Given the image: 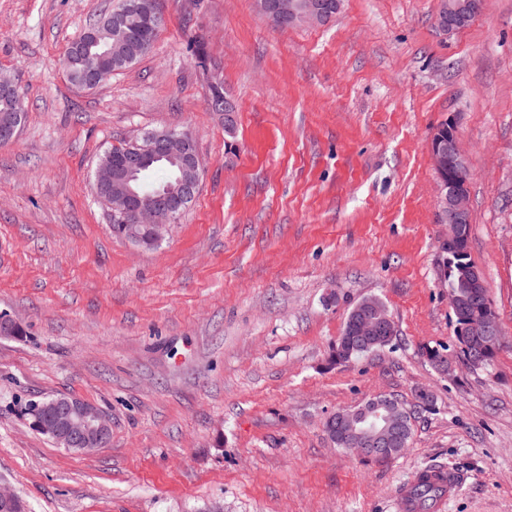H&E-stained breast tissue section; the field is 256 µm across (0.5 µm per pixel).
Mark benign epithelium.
I'll use <instances>...</instances> for the list:
<instances>
[{
  "mask_svg": "<svg viewBox=\"0 0 512 512\" xmlns=\"http://www.w3.org/2000/svg\"><path fill=\"white\" fill-rule=\"evenodd\" d=\"M259 10L275 24L319 25L327 22L341 7V0H257ZM482 9V0H439L440 29L451 33L466 27ZM146 16L138 0H129L125 10L113 17L114 34L128 39L133 22ZM112 76V71L98 67L84 70L77 86L93 90ZM448 135L433 136L429 152L437 174L436 211L440 223L448 225V236L443 240L448 250L457 249L466 238V225L471 223V205L468 183L455 174L468 168L462 147L459 126L454 115H449ZM126 151L121 163L96 166L94 188L103 193L117 169L133 171L150 155H170L187 164L199 165L196 139L189 131H169L163 135L155 132L136 134L125 139ZM197 184L190 182L177 194L157 191L147 199L125 191L112 201V215H129L132 224L128 234L133 239L147 235L154 243L161 242L168 228L182 213V206L192 197ZM393 317L388 307L379 303L376 309L364 312L356 322L354 338L369 339L383 336L391 330ZM41 413V429L69 449L91 452L104 447L111 439L112 427L107 415L99 408L78 399L58 400L47 407L36 405L33 413ZM400 401L392 396L379 395L352 411L336 417L342 422L339 435L348 447L362 457L375 454L383 447L386 437L396 427V414Z\"/></svg>",
  "mask_w": 512,
  "mask_h": 512,
  "instance_id": "benign-epithelium-1",
  "label": "benign epithelium"
}]
</instances>
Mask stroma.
<instances>
[{
  "mask_svg": "<svg viewBox=\"0 0 512 512\" xmlns=\"http://www.w3.org/2000/svg\"><path fill=\"white\" fill-rule=\"evenodd\" d=\"M118 0H0V73L24 95L0 146V487L27 512H399L423 470L456 475L442 512H512V0L448 34L438 0H342L278 27L255 0H157L150 51L84 91L63 54ZM220 79L235 138L209 107ZM468 153V252L503 343L458 353L443 284L434 127ZM186 129L199 189L164 240L114 237L95 163L132 134ZM375 296L397 337L333 365L353 305ZM386 459L336 448L325 420L379 394L413 406ZM103 410L109 443L74 453L33 430L31 399Z\"/></svg>",
  "mask_w": 512,
  "mask_h": 512,
  "instance_id": "obj_1",
  "label": "stroma"
}]
</instances>
